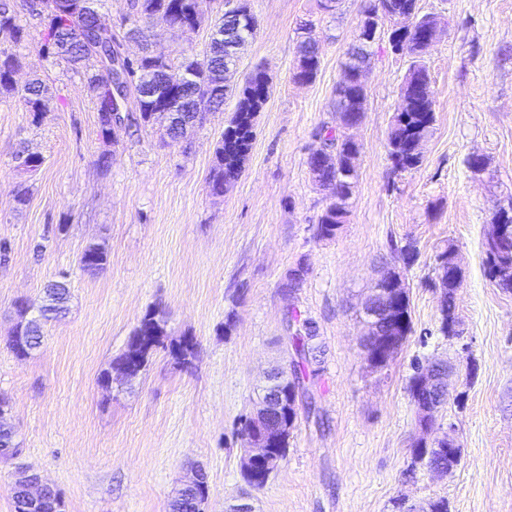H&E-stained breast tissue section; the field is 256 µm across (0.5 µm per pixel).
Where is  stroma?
<instances>
[{
	"mask_svg": "<svg viewBox=\"0 0 512 512\" xmlns=\"http://www.w3.org/2000/svg\"><path fill=\"white\" fill-rule=\"evenodd\" d=\"M250 0L257 31L238 52L230 78L241 87L258 69L271 95L255 120L244 170L224 195H209L214 147L234 109L209 113L190 144L167 141L161 126L99 133L81 74L40 50L31 27L19 82L43 79L40 123L15 99H0V396L19 431L18 459H0V512H14L13 472L27 466L61 495L65 512H169L174 489L193 468L208 480L206 512H228L250 494L254 512H395L439 498L448 512H512V292L486 275L487 237L512 198V0H418L438 22L423 61L435 122L422 163L396 175L388 129L411 64L392 52L389 27L366 72L361 146L350 212L334 239L315 236L332 189L307 164L321 132L338 129L334 90L360 20L362 0ZM322 43L317 78L293 80L301 24ZM154 49L203 52L209 28L174 35L153 29ZM38 154L34 173L20 149ZM109 153L111 165L98 164ZM486 166L473 173L472 156ZM29 180L18 205L14 189ZM412 240L404 269L412 332L380 371L363 347L361 305L396 262L390 245ZM109 256L92 276L79 257L92 241ZM451 250L461 272L455 296L459 334L440 336L442 294L436 255ZM304 264L297 292L282 283ZM52 280L71 292L65 316L45 327L40 349L18 359L6 342L18 302L38 300ZM161 309L171 338H193L181 367L155 352L133 380L98 377L125 350L145 314ZM317 328L305 365L312 408H300L285 459L259 489L240 470L241 421L267 374L296 355L291 312ZM454 367L447 408L430 431H454L456 469L429 473L414 457L421 432L407 386L415 359Z\"/></svg>",
	"mask_w": 512,
	"mask_h": 512,
	"instance_id": "stroma-1",
	"label": "stroma"
}]
</instances>
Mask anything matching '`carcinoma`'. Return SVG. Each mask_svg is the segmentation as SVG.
<instances>
[{"instance_id":"carcinoma-1","label":"carcinoma","mask_w":512,"mask_h":512,"mask_svg":"<svg viewBox=\"0 0 512 512\" xmlns=\"http://www.w3.org/2000/svg\"><path fill=\"white\" fill-rule=\"evenodd\" d=\"M101 0H0V99L17 97L23 107L39 119L45 110V89L42 82L34 80L19 88L14 80L22 68L23 54L20 48L27 42L28 21L35 20L41 26L40 47L42 53L64 60L71 68L83 75L87 91L98 112L100 135L108 141L113 136L108 113L117 111L114 93L132 101L134 111L119 112L123 124L137 128L154 124L163 126L166 136L179 142L186 141L194 129L203 123L204 117L196 112L199 96L206 92L214 96L212 107L219 110L228 92V76L224 72L234 67V61L224 56V39L210 34L208 50L201 55L184 54L173 60L166 54L147 51L134 61L131 81L122 78L123 69L112 66L121 60L123 42L144 37L143 26H160L179 31L186 24L199 28L205 22L196 11L197 0H129V9L115 30L107 31L98 23ZM417 0H364L363 10L385 12H409ZM415 30L400 38L411 54L423 48L421 38L430 33L435 20L429 16L417 18ZM363 43L355 41L346 52L343 66L353 73L351 82L336 88V111L364 112L366 99L365 56ZM298 70L305 83L314 81L321 66V47L316 37L309 33L296 42ZM430 82L429 74L417 73L403 82L401 107L395 113L388 131L389 159L392 168L407 171L417 168L422 157L414 151V143L428 136L435 112L432 94L423 89ZM271 82L262 70L254 71L236 93L237 102L232 116L224 127V133L214 151V163L210 171L208 188L211 195L222 191L224 184L234 182L241 174L254 139L257 113L266 104ZM324 146L328 155L319 160L308 158V166L322 167L319 183L335 186L330 202L318 216L316 236L322 240L336 237L341 224L345 223L357 185V160L360 148L348 143L336 133H327ZM496 215L503 218L509 239L506 250L498 253L495 261L484 259L487 275L495 285L512 291V210ZM393 251L406 266L411 265L418 254L413 241L392 244ZM81 268L91 274L101 272L108 263L105 244L92 242L82 252ZM434 274H442L447 285L445 302L448 314H455V293L461 284L459 268L452 252L438 254L433 267ZM69 288L63 282L50 284L44 296L33 306L38 308L40 319L31 328V350L41 346L45 325L66 310ZM296 325L293 343L304 359H310L316 337L315 323L310 319L293 317ZM154 329L158 333L157 347L165 349L168 337L166 322L151 312L145 316L142 329Z\"/></svg>"}]
</instances>
